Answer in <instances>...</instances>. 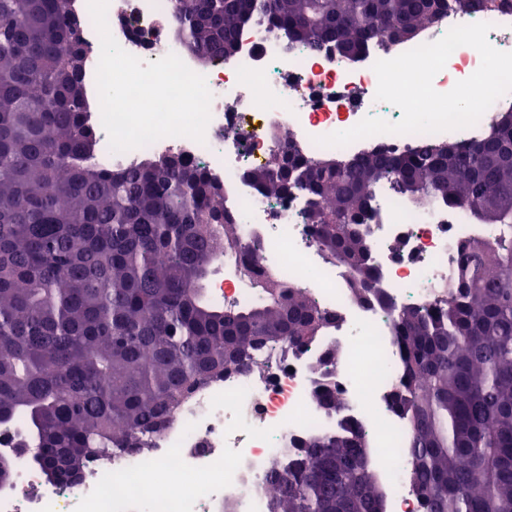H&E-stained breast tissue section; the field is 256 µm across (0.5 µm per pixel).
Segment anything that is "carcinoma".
Returning <instances> with one entry per match:
<instances>
[{
  "label": "carcinoma",
  "mask_w": 512,
  "mask_h": 512,
  "mask_svg": "<svg viewBox=\"0 0 512 512\" xmlns=\"http://www.w3.org/2000/svg\"><path fill=\"white\" fill-rule=\"evenodd\" d=\"M172 2L178 40L207 64L232 54L252 19L355 59L390 31L409 39L473 0H437L432 15L422 0ZM77 30L71 0H0V417L22 425L18 446L39 449L58 483L114 448L144 449L195 388L264 368L266 348L296 354L339 321L298 285H266L203 168L180 154L129 169L89 163L97 136L73 68L85 56ZM277 166L274 157L245 177L270 196L306 195L303 223L362 303H386L366 237L379 191L498 225L462 254L453 301L391 309L402 367L392 407L424 512H512V123L465 149L297 155L284 181ZM227 253L261 300L211 301L207 282ZM313 397L339 406L327 379ZM369 448L363 427L343 420L307 437L296 462L271 459L269 512H379Z\"/></svg>",
  "instance_id": "cac0c4a2"
}]
</instances>
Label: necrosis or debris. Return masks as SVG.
<instances>
[{
    "label": "necrosis or debris",
    "mask_w": 512,
    "mask_h": 512,
    "mask_svg": "<svg viewBox=\"0 0 512 512\" xmlns=\"http://www.w3.org/2000/svg\"><path fill=\"white\" fill-rule=\"evenodd\" d=\"M71 6L82 19L86 119L98 137L94 162L127 168L145 153H177L204 166L223 185L224 205L237 220L239 238L254 249L259 271L281 283H301L317 306L338 314L340 322L301 353L267 352L263 377L240 374L198 388L172 422L150 437L145 453L114 451L108 462L90 464L73 485L47 481L30 456L17 449L15 429H1L0 454L13 458L14 477L0 488V512H222L230 500L237 512H267L268 461L290 452L295 441L334 428L340 419L370 431L396 512H423L408 490L405 431L391 407L400 354L387 312L354 301L344 271L322 261L314 233L302 221V197L263 194L245 172L264 166L278 144L320 157L330 149L316 144V137L352 128L368 116L400 120L398 107L375 98L376 61L437 41L454 26L478 22L489 23L487 38L494 48L512 52V10H453L414 38L390 46L372 43L354 60L309 52L271 37L261 23H247L239 31L237 53L202 71L212 94L204 142L164 137L115 153L101 121L96 86L100 37L87 0H72ZM107 21L117 43L142 61L173 53L195 67L170 35L171 0H109ZM480 63L474 48H457L434 77V88L451 90ZM507 110H512V93L496 100L473 126L431 135L378 134L340 153L360 156L381 146L403 151L427 140L468 146L489 135L499 112ZM497 234L496 225L471 223L461 209L422 206L381 193L373 203L369 236L379 271L376 286L399 306L451 300L447 285L462 246ZM334 345L347 356L332 370L340 406L330 413L315 403L312 390L315 368Z\"/></svg>",
    "instance_id": "4bbe7bcc"
}]
</instances>
